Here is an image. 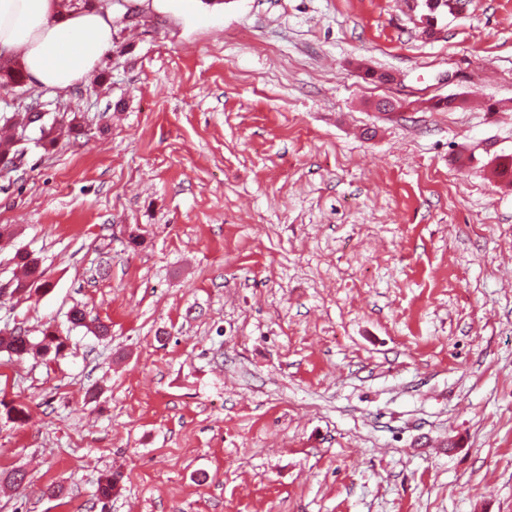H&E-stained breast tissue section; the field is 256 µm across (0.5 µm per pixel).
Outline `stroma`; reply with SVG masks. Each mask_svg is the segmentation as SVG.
I'll use <instances>...</instances> for the list:
<instances>
[{
    "instance_id": "35a3bbf8",
    "label": "stroma",
    "mask_w": 512,
    "mask_h": 512,
    "mask_svg": "<svg viewBox=\"0 0 512 512\" xmlns=\"http://www.w3.org/2000/svg\"><path fill=\"white\" fill-rule=\"evenodd\" d=\"M112 2L0 93L82 128L0 176V329L67 343L0 350V512H512V0ZM425 8L427 9L426 17L427 24L431 25L436 22L446 12H461L467 5L466 0H424ZM15 258L18 259V264L23 268V277L15 281L12 293L45 285V283L41 282L43 271L40 268V261L37 257L32 256L28 252L19 251L16 253ZM0 335V349L18 358L29 354L45 355L52 351H54L55 356H58L65 348L64 341L54 331L49 329H46L43 332L42 338L36 342L30 338L26 331L21 329H15L6 334H2L1 330Z\"/></svg>"
}]
</instances>
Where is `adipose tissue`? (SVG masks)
Masks as SVG:
<instances>
[{
  "label": "adipose tissue",
  "instance_id": "1",
  "mask_svg": "<svg viewBox=\"0 0 512 512\" xmlns=\"http://www.w3.org/2000/svg\"><path fill=\"white\" fill-rule=\"evenodd\" d=\"M112 45L109 0L66 16L56 0H0V53L20 54L34 87L73 88Z\"/></svg>",
  "mask_w": 512,
  "mask_h": 512
}]
</instances>
